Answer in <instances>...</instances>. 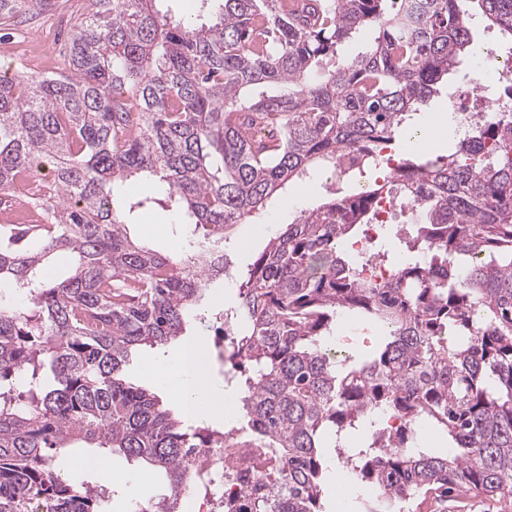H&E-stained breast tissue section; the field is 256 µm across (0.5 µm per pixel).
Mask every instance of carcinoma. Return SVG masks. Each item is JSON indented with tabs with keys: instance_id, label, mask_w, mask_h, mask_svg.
<instances>
[{
	"instance_id": "carcinoma-1",
	"label": "carcinoma",
	"mask_w": 512,
	"mask_h": 512,
	"mask_svg": "<svg viewBox=\"0 0 512 512\" xmlns=\"http://www.w3.org/2000/svg\"><path fill=\"white\" fill-rule=\"evenodd\" d=\"M164 0H92L61 72L0 76V202L48 167L34 224H0V512H110L106 490L63 473L82 442L164 474L170 496L135 512H181L186 449L277 458L267 490L224 512H323V448L357 479L350 512H398L463 492L512 502V112L433 157L407 145L395 181L324 200L279 228L237 271L238 301L215 313L210 352L240 404L239 426L187 424L126 381L141 345L186 334L226 275L224 229L354 151L371 165L472 43L473 13L512 40V0H199L197 25ZM51 0H0V25ZM371 33L352 59L342 47ZM157 178L193 226L191 251L134 242L129 216ZM416 207L411 231L345 252L375 201ZM70 261L51 281L46 268ZM392 277H363L369 265ZM345 315L385 336L349 364L327 347ZM396 417L401 426H382ZM448 448L422 447L423 431Z\"/></svg>"
}]
</instances>
